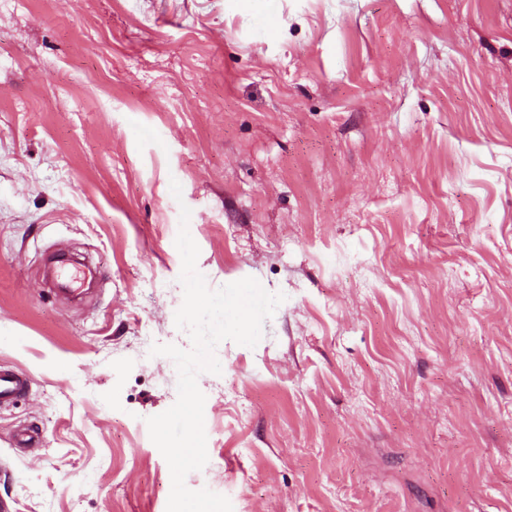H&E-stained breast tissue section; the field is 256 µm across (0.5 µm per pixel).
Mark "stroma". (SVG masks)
<instances>
[{
  "label": "stroma",
  "instance_id": "35a3bbf8",
  "mask_svg": "<svg viewBox=\"0 0 512 512\" xmlns=\"http://www.w3.org/2000/svg\"><path fill=\"white\" fill-rule=\"evenodd\" d=\"M184 206L210 288L286 296L188 488L512 512V0H0L8 512H166ZM25 388V379L14 371L0 370V404L16 398Z\"/></svg>",
  "mask_w": 512,
  "mask_h": 512
}]
</instances>
